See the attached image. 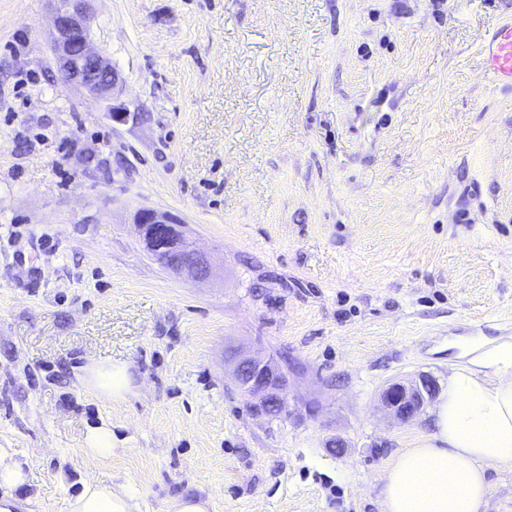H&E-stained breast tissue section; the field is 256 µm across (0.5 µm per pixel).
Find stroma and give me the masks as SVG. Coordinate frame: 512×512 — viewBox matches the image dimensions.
I'll list each match as a JSON object with an SVG mask.
<instances>
[{
	"mask_svg": "<svg viewBox=\"0 0 512 512\" xmlns=\"http://www.w3.org/2000/svg\"><path fill=\"white\" fill-rule=\"evenodd\" d=\"M119 84L64 83L49 0H0V448L15 512H66L90 473L145 512H384L383 476L434 444L389 382L446 383L460 343L512 339V90L479 49L512 0H93ZM212 260L179 276L133 213ZM273 356L288 412L253 416L233 351ZM93 361L132 390L97 395ZM112 425L109 458L83 450ZM347 444L336 453L334 439ZM480 512H512V465ZM143 249L163 266L194 279L210 272V260L189 236L183 222L168 211L142 208L133 216ZM83 382L107 399H119L128 392L131 377L124 365L92 362L82 367ZM439 392L437 379L432 375L422 374L415 379L388 383L381 390L378 400L381 408L390 417L400 422H408L423 412ZM28 478L21 463L15 458L12 448H0V511L13 512L16 498L12 494L14 490L26 484Z\"/></svg>",
	"mask_w": 512,
	"mask_h": 512,
	"instance_id": "1",
	"label": "stroma"
}]
</instances>
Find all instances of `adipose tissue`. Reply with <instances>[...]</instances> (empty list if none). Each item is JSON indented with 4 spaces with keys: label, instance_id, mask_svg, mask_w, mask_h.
Masks as SVG:
<instances>
[{
    "label": "adipose tissue",
    "instance_id": "adipose-tissue-1",
    "mask_svg": "<svg viewBox=\"0 0 512 512\" xmlns=\"http://www.w3.org/2000/svg\"><path fill=\"white\" fill-rule=\"evenodd\" d=\"M471 359L452 363L432 415L437 443L399 453L384 476L385 512H479L488 492L486 468L512 464V340L472 343ZM83 382L119 399L131 377L125 366L93 362ZM67 512H143L125 490L87 476Z\"/></svg>",
    "mask_w": 512,
    "mask_h": 512
}]
</instances>
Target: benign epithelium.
<instances>
[{
    "instance_id": "obj_1",
    "label": "benign epithelium",
    "mask_w": 512,
    "mask_h": 512,
    "mask_svg": "<svg viewBox=\"0 0 512 512\" xmlns=\"http://www.w3.org/2000/svg\"><path fill=\"white\" fill-rule=\"evenodd\" d=\"M54 3L50 50L63 80L85 89L101 101L114 99L118 76L109 59L97 50L90 37L91 0H52ZM143 249L163 266L194 279L210 272V260L189 236L182 221L168 211L142 208L133 216ZM232 377L250 402L253 414L271 417L288 413L287 382L273 357L242 354L233 360ZM435 377L387 384L378 400L393 419L408 422L437 397Z\"/></svg>"
}]
</instances>
